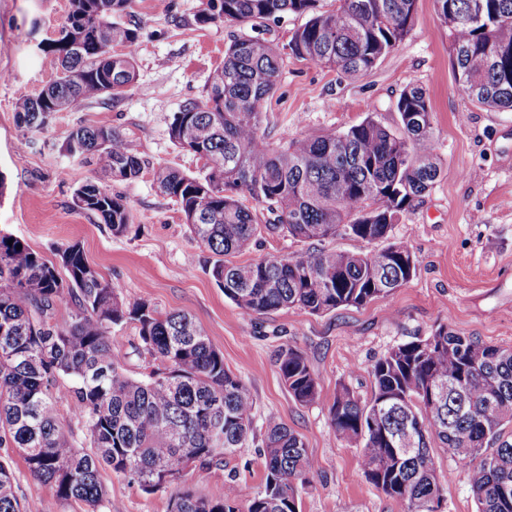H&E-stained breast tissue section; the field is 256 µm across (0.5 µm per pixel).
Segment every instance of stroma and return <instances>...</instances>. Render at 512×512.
<instances>
[{"label":"stroma","instance_id":"35a3bbf8","mask_svg":"<svg viewBox=\"0 0 512 512\" xmlns=\"http://www.w3.org/2000/svg\"><path fill=\"white\" fill-rule=\"evenodd\" d=\"M202 3L133 0L129 18L140 26L136 84L117 103H79L56 113L43 130L26 134L16 125L13 106L52 80L38 45L54 38L69 0H0V232L52 263L58 247L80 242L90 265L121 296L192 315L223 353L225 367L250 387L254 436L263 434L267 416H277L304 438L318 461L317 477L300 492L302 512H398L364 476L359 446L333 433L328 409L343 384L369 398L371 364L438 325L512 347V112L475 106L458 90L448 27L435 0H417L410 34L363 76L288 59L268 107L270 141L342 130L368 116L396 128L394 102L405 87L420 84L430 98L443 173L393 227L392 241L407 243L418 266L390 297L321 315L298 309L245 313L216 285L210 273L215 255L193 237L151 172L161 164L189 174L202 166L171 142L168 121L185 102L205 96L209 74L239 31L229 22L198 27L194 16ZM80 126L119 128L130 149L150 164L136 179L108 183L130 210L124 235L113 236L74 205L75 189L95 175L92 165L66 151L70 133ZM253 213L263 230L239 263L311 249V242L269 229L273 217L263 207ZM288 345L307 355L318 378L314 404L297 403L280 378L276 358ZM431 453L439 472L450 476L442 484V512H477L466 462L440 447ZM1 456L11 464L25 512H43L50 489L30 475L17 450L0 448ZM263 475L252 444L205 477L186 473L182 483L203 497L232 498L242 485L260 488ZM102 481L106 512H169L168 493H144L108 470Z\"/></svg>","mask_w":512,"mask_h":512}]
</instances>
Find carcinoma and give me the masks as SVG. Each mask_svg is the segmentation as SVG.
Wrapping results in <instances>:
<instances>
[{"label":"carcinoma","mask_w":512,"mask_h":512,"mask_svg":"<svg viewBox=\"0 0 512 512\" xmlns=\"http://www.w3.org/2000/svg\"><path fill=\"white\" fill-rule=\"evenodd\" d=\"M132 0H69L58 35L39 44L54 79L16 100L17 127L41 130L53 114L92 99L119 101L137 82L140 28L124 21ZM204 0L196 25L243 28L209 76L206 95L173 113L168 133L180 149L207 161L199 174L153 169L159 191L178 206L197 241L219 256L211 274L247 314L299 309L323 314L389 297L416 273L404 242L376 251L317 249L247 265L260 233L250 203L274 215L272 229L300 240L338 234L371 243L439 180L432 112L425 88L406 87L395 103L398 127L372 116L342 131L306 133L273 147L263 123L286 60L357 77L410 33L417 0ZM448 25L451 71L472 102L512 111V0H435ZM305 17L282 45L260 36L270 20ZM120 46L123 53L113 48ZM66 150L114 180H133L145 162L116 127L76 128ZM79 209L112 235L130 212L97 178L75 191ZM13 244H8V241ZM46 261L25 242L0 233V448H17L32 476L51 489L44 512L60 501L102 512L101 471L136 482L147 494L167 490L184 460L204 473L248 445L255 400L224 367V355L184 312L162 313L144 299L120 296L86 261L78 242ZM69 322H53L59 306ZM135 325L143 354L160 362L139 375L112 332ZM278 370L293 399L310 405L319 383L308 357L288 347ZM372 394L342 385L328 410L334 434L361 444L365 477L402 512H439L441 483L431 440L468 461L478 512H512V347L460 336L447 326L393 346L371 366ZM66 404L69 419L60 414ZM81 425L75 438L71 422ZM264 479L241 489L247 512H301L300 490L319 467L302 437L274 416L262 438ZM14 472L0 460V512H23ZM171 512H239L237 499H210L189 488L171 496Z\"/></svg>","instance_id":"obj_1"}]
</instances>
